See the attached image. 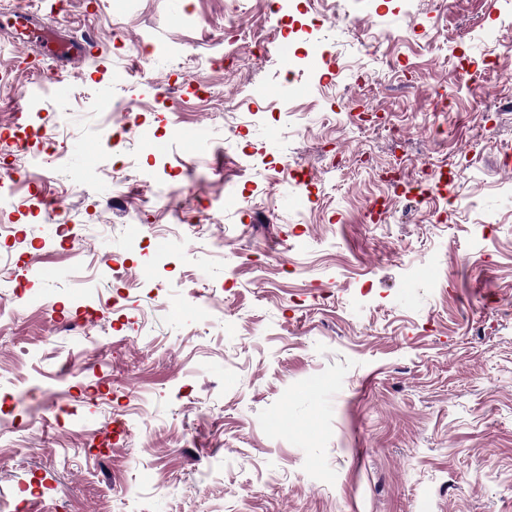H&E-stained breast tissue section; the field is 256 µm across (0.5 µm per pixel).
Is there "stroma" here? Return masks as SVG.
<instances>
[{"label": "stroma", "instance_id": "35a3bbf8", "mask_svg": "<svg viewBox=\"0 0 512 512\" xmlns=\"http://www.w3.org/2000/svg\"><path fill=\"white\" fill-rule=\"evenodd\" d=\"M229 7L32 0L83 44L66 66L0 0V131L58 142L0 163L30 174L0 240V490L38 512H512V80L488 67L512 68V0H337L320 26L284 0L312 62L287 100V60L255 56L283 39L264 0L202 66ZM49 75L67 97L37 93ZM393 167L411 190L430 168L427 197L394 194ZM32 182L68 193L69 242ZM116 287L124 309L98 314Z\"/></svg>", "mask_w": 512, "mask_h": 512}]
</instances>
